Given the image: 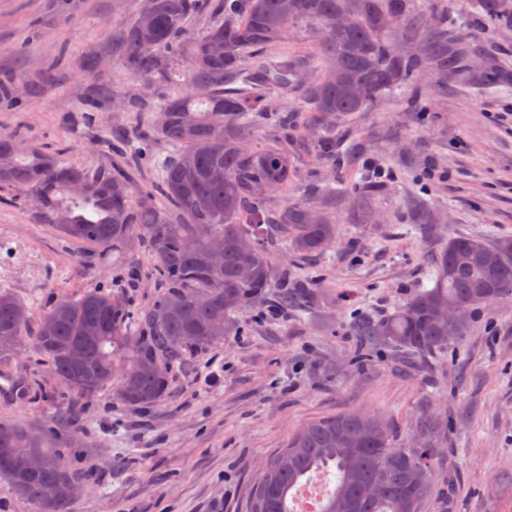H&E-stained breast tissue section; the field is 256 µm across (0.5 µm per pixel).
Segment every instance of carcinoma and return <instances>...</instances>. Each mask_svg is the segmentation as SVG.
<instances>
[{
	"mask_svg": "<svg viewBox=\"0 0 512 512\" xmlns=\"http://www.w3.org/2000/svg\"><path fill=\"white\" fill-rule=\"evenodd\" d=\"M477 2L490 19L512 17V0ZM205 4L215 22L200 34L188 33V19ZM146 6L151 27L142 28L137 17L117 27L112 55L134 78L172 89L157 102H127L129 112L150 113L129 133L132 154L145 150L148 135L172 147L160 163L166 206H158L147 188L134 200L133 183L118 167L92 173L0 133V191L23 195L38 223L53 224L77 242L117 255L147 246L163 288L135 329L125 300L90 290L55 300L33 334L26 307L1 289L0 356L30 341L65 388L92 397L115 382L118 398L133 405L166 395L169 376L158 355L176 361L223 347L226 337L236 335L232 312L288 287L287 270L275 277L269 244L281 241L298 255L316 257L336 243L327 207L286 200L273 210L267 205L296 180L288 148L253 143L268 97L309 84V112L328 131L315 137V149L334 163L336 141L329 131L336 118L379 107L433 63L440 80L467 66L464 51L442 52V43L462 45L443 18L419 50H408L422 28L413 0H146ZM339 11L355 23L334 28ZM299 29L316 37V51L269 54ZM387 188L388 182L373 178L352 197L361 207ZM202 229L220 237L224 248L187 251L185 242ZM243 268L249 269L245 280L238 276ZM491 290L512 294V237H450L429 285L387 315L355 325L359 351L376 341L418 356L446 351L488 305ZM450 304L462 313L453 326L445 312ZM435 425L421 419L419 438L410 446L395 439L379 413L311 421L262 465L250 512H293L292 491L307 474L331 465L336 484L319 512H421L438 455L428 439ZM0 448L17 457L28 448L43 449L46 467L15 488L37 512L44 484L83 477L50 435L0 423Z\"/></svg>",
	"mask_w": 512,
	"mask_h": 512,
	"instance_id": "1",
	"label": "carcinoma"
}]
</instances>
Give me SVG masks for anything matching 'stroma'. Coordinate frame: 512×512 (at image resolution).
<instances>
[{
  "label": "stroma",
  "instance_id": "stroma-1",
  "mask_svg": "<svg viewBox=\"0 0 512 512\" xmlns=\"http://www.w3.org/2000/svg\"><path fill=\"white\" fill-rule=\"evenodd\" d=\"M144 0H0V74L32 83L50 67L55 84L0 102V133L94 169L111 165L113 133L134 126L128 97L168 95L143 86L109 57L112 30ZM477 66L429 74L397 88L383 109L336 122L334 167L314 151L303 96L277 95L268 107L291 125L254 127L259 144L287 143L298 178L287 196L309 202V188L331 186L336 245L309 259L272 247L290 285L318 278L310 304L264 305L234 315L237 335L223 347L170 366L167 394L128 405L109 386L90 399L66 392L33 352L0 358V421L52 435L74 468L88 472L71 512H249L261 465L302 425L352 411H374L411 443L423 416L441 449L424 512H512V297L480 312L448 352L421 358L372 345L357 356L354 319L382 317L426 283L449 237L512 236V24L471 30ZM105 53L103 91L83 74ZM500 79L489 85L486 71ZM392 170L366 216L347 194L370 165ZM147 248L113 261L37 223L22 200L0 199V289L29 310L30 328L54 299L102 289L140 316L160 294Z\"/></svg>",
  "mask_w": 512,
  "mask_h": 512
}]
</instances>
